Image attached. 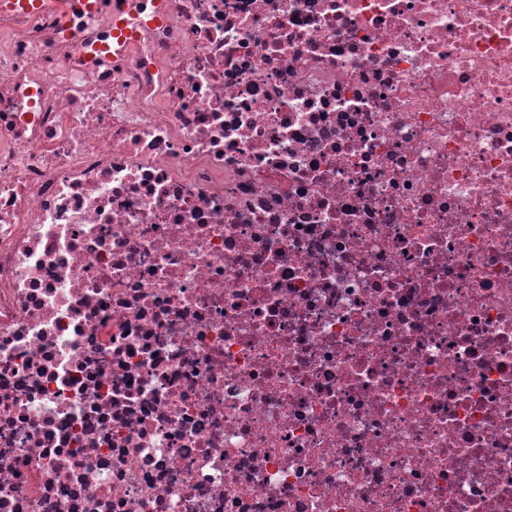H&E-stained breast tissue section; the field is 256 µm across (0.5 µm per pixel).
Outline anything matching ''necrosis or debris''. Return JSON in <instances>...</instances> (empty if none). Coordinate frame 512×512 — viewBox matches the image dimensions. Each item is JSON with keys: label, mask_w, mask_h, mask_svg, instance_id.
Returning <instances> with one entry per match:
<instances>
[{"label": "necrosis or debris", "mask_w": 512, "mask_h": 512, "mask_svg": "<svg viewBox=\"0 0 512 512\" xmlns=\"http://www.w3.org/2000/svg\"><path fill=\"white\" fill-rule=\"evenodd\" d=\"M122 4L0 7V512H512V0Z\"/></svg>", "instance_id": "necrosis-or-debris-1"}]
</instances>
